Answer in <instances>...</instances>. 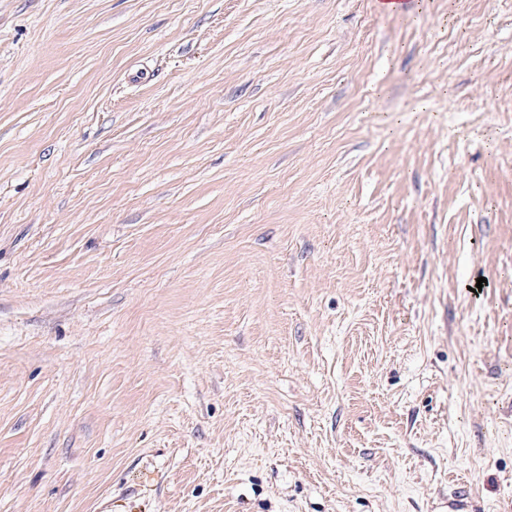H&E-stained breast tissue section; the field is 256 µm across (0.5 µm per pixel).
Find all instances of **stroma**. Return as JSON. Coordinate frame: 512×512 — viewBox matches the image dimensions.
Listing matches in <instances>:
<instances>
[{"label": "stroma", "instance_id": "obj_1", "mask_svg": "<svg viewBox=\"0 0 512 512\" xmlns=\"http://www.w3.org/2000/svg\"><path fill=\"white\" fill-rule=\"evenodd\" d=\"M411 2L0 0V512H512V0Z\"/></svg>", "mask_w": 512, "mask_h": 512}]
</instances>
